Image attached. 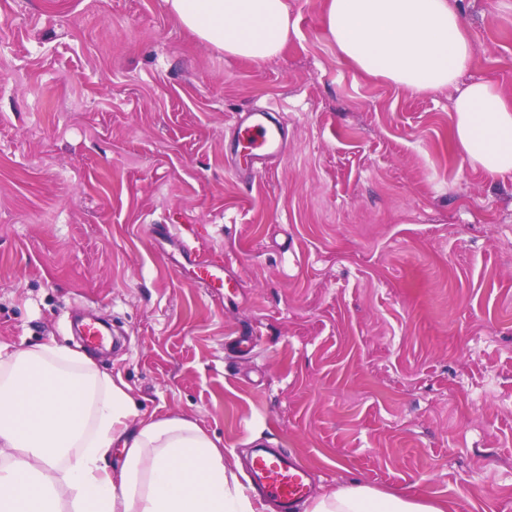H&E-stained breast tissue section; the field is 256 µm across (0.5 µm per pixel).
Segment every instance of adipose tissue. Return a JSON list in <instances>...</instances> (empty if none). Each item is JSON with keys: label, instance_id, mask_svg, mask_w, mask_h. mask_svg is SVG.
<instances>
[{"label": "adipose tissue", "instance_id": "ef3b65f1", "mask_svg": "<svg viewBox=\"0 0 512 512\" xmlns=\"http://www.w3.org/2000/svg\"><path fill=\"white\" fill-rule=\"evenodd\" d=\"M200 41L254 63L280 56L297 23L287 0H165ZM324 27L361 75L411 92L455 88L451 137L490 178L512 175V97L458 86L475 58L449 0H325ZM194 421L141 418L121 377L52 344L0 345V512H268ZM309 512H446L352 481Z\"/></svg>", "mask_w": 512, "mask_h": 512}]
</instances>
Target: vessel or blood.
<instances>
[{
  "label": "vessel or blood",
  "mask_w": 512,
  "mask_h": 512,
  "mask_svg": "<svg viewBox=\"0 0 512 512\" xmlns=\"http://www.w3.org/2000/svg\"><path fill=\"white\" fill-rule=\"evenodd\" d=\"M237 140L250 163L281 154L286 148L282 128L274 123L269 113L258 110L239 114L235 119ZM154 234L177 243L185 263L195 280L211 288L213 293L234 290L237 274L230 264L204 250L190 246L173 233L168 225H156ZM253 484L278 504L279 512H295L296 505L310 494L311 476L308 469L276 448L257 449L249 465Z\"/></svg>",
  "instance_id": "vessel-or-blood-1"
}]
</instances>
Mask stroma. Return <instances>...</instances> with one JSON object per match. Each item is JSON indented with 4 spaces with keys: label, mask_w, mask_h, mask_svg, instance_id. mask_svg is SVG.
<instances>
[{
    "label": "stroma",
    "mask_w": 512,
    "mask_h": 512,
    "mask_svg": "<svg viewBox=\"0 0 512 512\" xmlns=\"http://www.w3.org/2000/svg\"><path fill=\"white\" fill-rule=\"evenodd\" d=\"M475 44L459 85L512 96V0H452ZM264 64L196 39L164 0H0V344L95 355L142 415L196 422L247 473L258 444L314 475L453 512H512V176L463 163L453 91L361 76L288 0ZM278 112L284 155L244 157L237 113ZM169 224L221 254L190 279ZM249 356L225 350L245 329ZM153 230L156 239H167L177 243L185 263L191 267L195 280L206 284L218 297L223 295L221 289L224 288L232 293L237 283V274L230 264L204 250L190 246L166 224L155 225Z\"/></svg>",
    "instance_id": "stroma-1"
}]
</instances>
